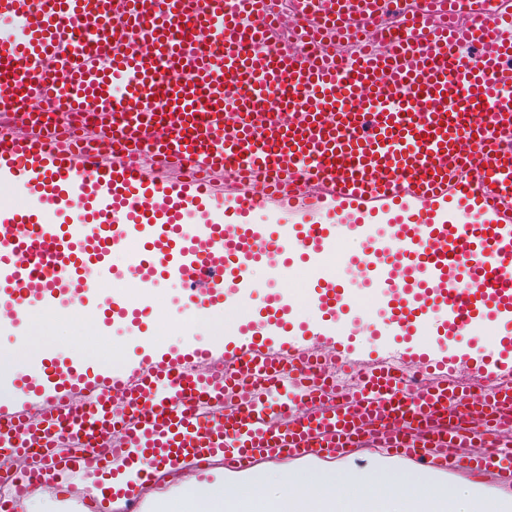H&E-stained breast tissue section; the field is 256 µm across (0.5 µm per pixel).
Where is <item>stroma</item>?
I'll return each instance as SVG.
<instances>
[{"mask_svg": "<svg viewBox=\"0 0 512 512\" xmlns=\"http://www.w3.org/2000/svg\"><path fill=\"white\" fill-rule=\"evenodd\" d=\"M184 297L182 285L171 279L156 282L148 292L130 293L132 305L147 312V331L141 336L129 334L118 321L107 328L96 319L78 317L71 305L60 306L48 315L34 311L20 328L0 330V352L14 356L16 370L22 374L40 370L47 357L62 365L80 363L85 371L96 374L124 370L146 354L176 351L191 344H216L214 330L219 325L225 338L238 336L241 321L235 313L220 317L210 313L192 320L185 316ZM383 469L389 480L397 483L410 466L399 456L361 448L337 460L309 456L263 461L241 470L218 464L202 474L187 467L176 481L146 494L139 512H165L168 503L185 492L214 484L231 491V506L198 499L194 512H243L240 486L247 480L255 486L260 512H283L287 505L294 512H467L469 508L467 493L473 482L463 475L436 471L430 487L416 488L406 497L378 491L374 478ZM340 472L351 477V489L332 487V478ZM440 488L451 489V496L438 498Z\"/></svg>", "mask_w": 512, "mask_h": 512, "instance_id": "obj_1", "label": "stroma"}]
</instances>
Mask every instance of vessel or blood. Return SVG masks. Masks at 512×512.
Returning a JSON list of instances; mask_svg holds the SVG:
<instances>
[{
	"label": "vessel or blood",
	"instance_id": "obj_1",
	"mask_svg": "<svg viewBox=\"0 0 512 512\" xmlns=\"http://www.w3.org/2000/svg\"><path fill=\"white\" fill-rule=\"evenodd\" d=\"M289 39L272 0H0V306L11 327L59 303L102 305L141 331L124 295L100 298L115 257L137 245L133 287L160 275L185 308L260 304V326L224 347L188 346L88 378L76 366L18 376L0 405V453L51 451L54 490L95 512L86 478L223 458L230 467L336 459L365 443L424 471L512 486V11L501 0H292ZM358 51L339 69V48ZM26 202H9L13 192ZM456 221L441 223L447 209ZM262 209L275 229L229 219ZM411 213L373 233L352 211ZM383 255L365 278L404 337L502 324L476 356L406 348L355 355L351 336L288 333L296 283L267 297L257 264L300 254L327 320L360 302L327 281L338 240ZM232 266H225V254ZM325 353L354 377L319 374ZM478 380H455L460 365ZM126 395L112 409L110 392ZM81 446L78 455L61 452Z\"/></svg>",
	"mask_w": 512,
	"mask_h": 512
}]
</instances>
